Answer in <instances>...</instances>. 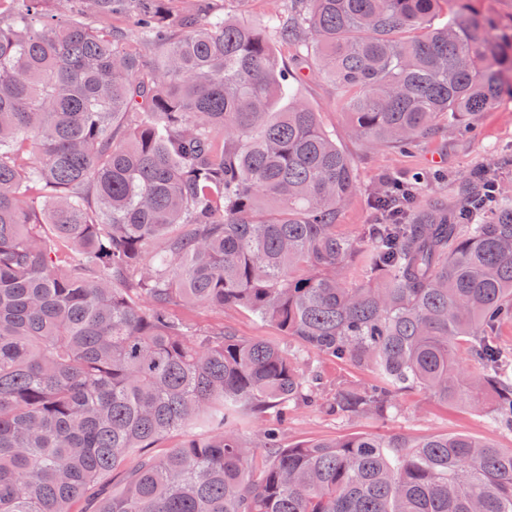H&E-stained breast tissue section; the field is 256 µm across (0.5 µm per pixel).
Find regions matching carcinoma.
Masks as SVG:
<instances>
[{
	"label": "carcinoma",
	"instance_id": "obj_1",
	"mask_svg": "<svg viewBox=\"0 0 512 512\" xmlns=\"http://www.w3.org/2000/svg\"><path fill=\"white\" fill-rule=\"evenodd\" d=\"M443 2L257 23L220 0H0V512H512V448L484 438L282 437L302 407L385 419L417 390L512 433L489 334L512 320V192L480 167L422 202L426 175L390 176L350 239L351 160L293 89L314 64L372 148L468 126L512 92V33L466 5L433 27ZM325 359L368 381L327 391ZM179 313L197 326H210L224 322V329H228L242 338H262L271 342H281V332L269 323L257 319L248 312L226 311L218 312L210 308L194 307L180 309Z\"/></svg>",
	"mask_w": 512,
	"mask_h": 512
}]
</instances>
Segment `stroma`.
Segmentation results:
<instances>
[{"instance_id":"stroma-1","label":"stroma","mask_w":512,"mask_h":512,"mask_svg":"<svg viewBox=\"0 0 512 512\" xmlns=\"http://www.w3.org/2000/svg\"><path fill=\"white\" fill-rule=\"evenodd\" d=\"M302 95L318 110L323 126L335 133L336 140L349 154L358 190L344 204L338 230L344 236L356 237L360 225L370 223L373 214L372 189L389 173L442 171V181L424 184L422 199L428 200L454 193L456 186L475 168L492 163L497 152L512 153V96L504 95L496 107L479 114L473 131L463 134L446 128L424 138L410 153L386 147L370 148L351 132L350 118L343 95L334 84L311 75L299 85ZM182 315L198 326L223 323L237 336L262 338L271 342L282 339L281 332L271 324L248 312H218L205 307L183 310ZM403 414L398 418L367 417L336 418L314 408H303L292 414L284 430L285 442H303L326 437L362 433L408 434L467 433L484 436L498 447L512 448V434L493 431L481 417L457 407H442L424 392L415 391L401 399Z\"/></svg>"}]
</instances>
